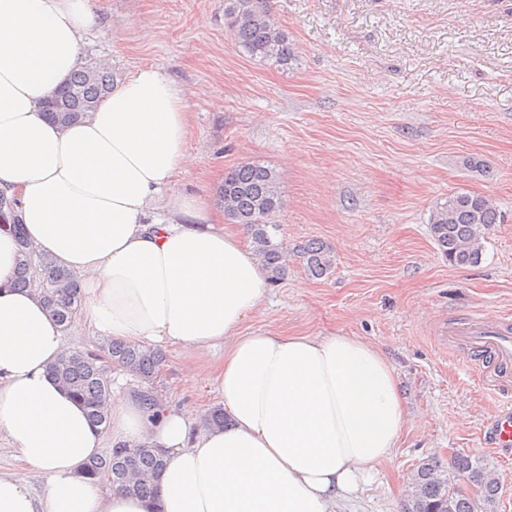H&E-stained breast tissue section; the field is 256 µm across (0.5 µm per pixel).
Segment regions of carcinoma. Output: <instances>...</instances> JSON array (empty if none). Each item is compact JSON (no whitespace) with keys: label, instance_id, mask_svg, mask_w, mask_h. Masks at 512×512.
<instances>
[{"label":"carcinoma","instance_id":"1","mask_svg":"<svg viewBox=\"0 0 512 512\" xmlns=\"http://www.w3.org/2000/svg\"><path fill=\"white\" fill-rule=\"evenodd\" d=\"M224 21L235 43L249 57L273 61L283 68L295 60L286 32L275 22L264 0H224ZM112 70L91 62L75 71L45 103V116L59 124H70L94 111L111 93ZM218 204L234 224L249 230L254 251L271 281L283 278L288 256L298 261L308 276L320 279L334 265L326 245L308 240L288 249L277 238L275 217L282 208L279 176L259 162L242 164L224 176L217 190ZM501 222L496 203L488 196L454 192L432 210L430 231L438 250L456 266H474L484 254L485 231ZM0 230L18 243L20 260L15 279L19 288L34 287L44 306L64 328L81 307L78 277L30 246L18 214L0 207ZM165 354L153 347L109 339L95 352H74L52 365L51 373L65 384L84 407L89 421L109 427L112 404L110 369H122L139 379L142 386L131 397L149 417L158 416L162 394L154 381L163 369ZM166 466L163 451L149 445L117 447L89 460L82 474L103 481L108 487L120 485L135 495L153 498L158 478ZM465 478L475 491L470 493L455 479ZM499 481L492 478L487 460L473 454L453 456L451 469L436 460L419 464L408 483L403 512H495Z\"/></svg>","mask_w":512,"mask_h":512}]
</instances>
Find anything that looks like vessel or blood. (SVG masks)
Listing matches in <instances>:
<instances>
[{
    "label": "vessel or blood",
    "mask_w": 512,
    "mask_h": 512,
    "mask_svg": "<svg viewBox=\"0 0 512 512\" xmlns=\"http://www.w3.org/2000/svg\"><path fill=\"white\" fill-rule=\"evenodd\" d=\"M467 349V362L472 370L488 375L512 366V326L470 317L451 327ZM489 434L496 447H512V409L498 414Z\"/></svg>",
    "instance_id": "b4317fda"
}]
</instances>
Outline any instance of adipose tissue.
Here are the masks:
<instances>
[{
  "label": "adipose tissue",
  "mask_w": 512,
  "mask_h": 512,
  "mask_svg": "<svg viewBox=\"0 0 512 512\" xmlns=\"http://www.w3.org/2000/svg\"><path fill=\"white\" fill-rule=\"evenodd\" d=\"M95 17L92 0H0V191L37 251L81 275L83 328L187 354L223 345L226 422L204 426L192 402L151 419L116 395L110 433L94 427L49 372L66 332L14 288L18 249L0 231V437L43 478L36 491L0 474V512H356L410 423L392 365L357 336L248 330L270 281L244 227L168 193L197 160L185 97L160 70L137 69L80 122L46 119ZM108 440L163 450L156 498L82 475Z\"/></svg>",
  "instance_id": "1"
}]
</instances>
